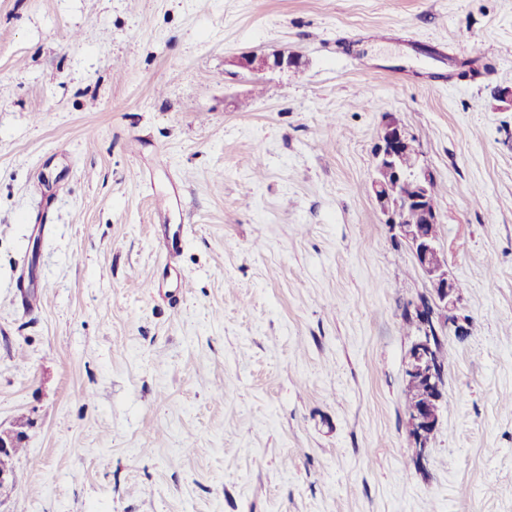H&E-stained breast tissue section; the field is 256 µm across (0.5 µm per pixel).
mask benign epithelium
Instances as JSON below:
<instances>
[{
	"label": "benign epithelium",
	"mask_w": 512,
	"mask_h": 512,
	"mask_svg": "<svg viewBox=\"0 0 512 512\" xmlns=\"http://www.w3.org/2000/svg\"><path fill=\"white\" fill-rule=\"evenodd\" d=\"M235 64L251 76L263 79L276 70L297 68L299 58L282 53H245ZM435 174L424 164L413 137L399 119L386 116L378 133L373 152L370 185L373 201L384 223L395 231V238L411 252L416 267L429 281L433 300L421 299L412 304L411 315L416 334L405 359V380L417 390L416 402L407 415L410 438L416 449L418 464L428 459L432 444L427 437L438 429L444 410L445 366L436 357L438 335L452 325L461 330L457 316L461 290L448 274L440 240L431 227L440 223V214L432 201ZM26 431L19 425L0 429V453L9 451Z\"/></svg>",
	"instance_id": "benign-epithelium-1"
}]
</instances>
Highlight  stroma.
<instances>
[{
  "label": "stroma",
  "mask_w": 512,
  "mask_h": 512,
  "mask_svg": "<svg viewBox=\"0 0 512 512\" xmlns=\"http://www.w3.org/2000/svg\"><path fill=\"white\" fill-rule=\"evenodd\" d=\"M510 88L512 0H0V512H512ZM389 114L471 318L423 468ZM234 63L251 76L263 79L266 74L276 70L299 67L300 60L295 56H285L283 53L259 54L251 52L237 57ZM24 427L25 425L20 427L19 423H16L13 429L4 431L0 428V453L7 452L13 448L10 453L0 454V467L13 469V459L23 449L20 448L22 446L21 443L16 448L14 447L19 440L25 441L26 439V431L23 430Z\"/></svg>",
  "instance_id": "obj_1"
}]
</instances>
